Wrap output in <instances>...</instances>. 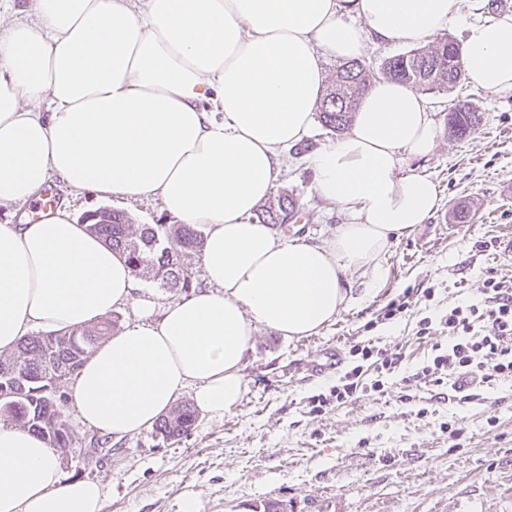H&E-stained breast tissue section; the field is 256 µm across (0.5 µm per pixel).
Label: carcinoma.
I'll use <instances>...</instances> for the list:
<instances>
[{
  "mask_svg": "<svg viewBox=\"0 0 512 512\" xmlns=\"http://www.w3.org/2000/svg\"><path fill=\"white\" fill-rule=\"evenodd\" d=\"M382 77L405 83L418 91H453L464 79L462 56L455 42L439 38L431 45L412 49L385 60ZM370 67L360 59L340 64L318 107L328 129L342 132L351 124L366 94ZM476 112L462 100H448V134L464 136L479 124ZM297 202L284 194L264 205L257 215L263 224H285L296 217ZM125 259L134 276L170 291L192 287L187 261L200 253L202 231L190 224H136L121 211L104 213L87 224ZM118 321L109 316L95 325L59 333L27 336L7 356H0V422L28 427L51 448L71 445L72 429L63 411L66 386L94 348L118 333ZM197 419L195 409L179 405L155 423L164 439L188 434Z\"/></svg>",
  "mask_w": 512,
  "mask_h": 512,
  "instance_id": "1",
  "label": "carcinoma"
}]
</instances>
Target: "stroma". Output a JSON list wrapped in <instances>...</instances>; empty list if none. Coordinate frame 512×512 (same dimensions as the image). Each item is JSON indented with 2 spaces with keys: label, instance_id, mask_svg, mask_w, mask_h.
Returning <instances> with one entry per match:
<instances>
[{
  "label": "stroma",
  "instance_id": "stroma-1",
  "mask_svg": "<svg viewBox=\"0 0 512 512\" xmlns=\"http://www.w3.org/2000/svg\"><path fill=\"white\" fill-rule=\"evenodd\" d=\"M504 12L512 13V0H462L460 19L445 34L462 40L464 25ZM457 93L480 114V125L462 138L449 136L447 93H427L439 144L429 155L406 157L403 171L434 178L441 200L426 223L393 241L374 288L352 275L360 303L306 338L258 330L243 361L241 400L224 416L198 415L181 438L148 429L105 439L66 405L73 443L57 451L64 478L98 482L102 512H182L189 495L197 512H263L273 500L286 512H512V378L466 395L447 382L406 381L430 361L434 345L447 344L441 316L480 301L488 276L512 280V253L500 243L512 232V92L490 93L467 81ZM336 139L318 121L304 149L284 152L275 190L297 200L301 217L276 234L319 242L347 223L317 195L309 166L310 153ZM51 185L76 220L108 207L138 224L173 221L151 198H99L56 178ZM457 204L469 208L465 222L452 217ZM402 295L409 310L382 320L385 306ZM424 319L431 322L425 336ZM367 344L397 353L395 371L383 377L363 362L362 387L352 398L313 405V396H328L353 367L350 348ZM336 353L339 367L311 376L313 362ZM377 379L383 391L372 390Z\"/></svg>",
  "mask_w": 512,
  "mask_h": 512
}]
</instances>
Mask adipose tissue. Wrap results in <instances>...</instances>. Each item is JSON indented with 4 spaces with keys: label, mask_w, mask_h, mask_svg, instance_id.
Wrapping results in <instances>:
<instances>
[{
    "label": "adipose tissue",
    "mask_w": 512,
    "mask_h": 512,
    "mask_svg": "<svg viewBox=\"0 0 512 512\" xmlns=\"http://www.w3.org/2000/svg\"><path fill=\"white\" fill-rule=\"evenodd\" d=\"M461 0H33L34 21L0 35V205L51 178L127 200L153 198L202 229L207 286L156 310L124 260L65 205L0 224V352L37 331L90 325L129 304L137 320L76 373L81 422L120 440L150 428L188 385L211 415L242 397L261 328L317 334L354 301L347 277L380 278L393 238L437 210L440 189L402 173L438 129L425 98L373 80L347 132L309 164L318 196L349 217L328 240H287L255 217L282 150L309 136L324 63L367 39L423 45ZM467 76L512 91V13L468 27ZM101 487L64 480L55 451L0 423V512H101Z\"/></svg>",
    "instance_id": "adipose-tissue-1"
}]
</instances>
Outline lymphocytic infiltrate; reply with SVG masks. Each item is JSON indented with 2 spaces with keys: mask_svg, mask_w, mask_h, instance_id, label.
<instances>
[{
  "mask_svg": "<svg viewBox=\"0 0 512 512\" xmlns=\"http://www.w3.org/2000/svg\"><path fill=\"white\" fill-rule=\"evenodd\" d=\"M483 305L457 306L443 316L447 346H438L429 364L413 374L416 383H439L453 375L490 381L512 377V283L490 276ZM480 334H473V327Z\"/></svg>",
  "mask_w": 512,
  "mask_h": 512,
  "instance_id": "1",
  "label": "lymphocytic infiltrate"
}]
</instances>
